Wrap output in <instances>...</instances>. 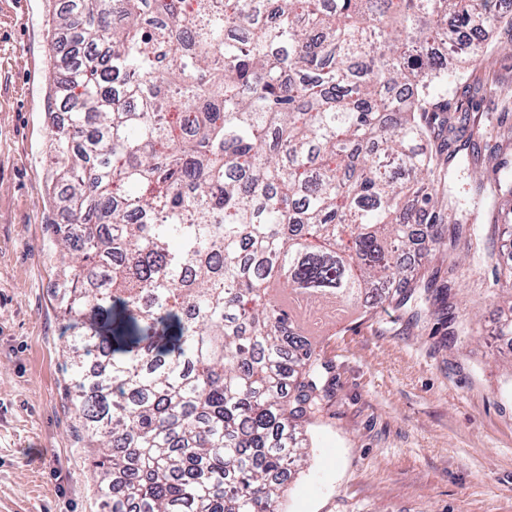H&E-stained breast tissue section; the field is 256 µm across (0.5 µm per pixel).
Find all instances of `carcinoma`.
Here are the masks:
<instances>
[{"instance_id":"carcinoma-1","label":"carcinoma","mask_w":512,"mask_h":512,"mask_svg":"<svg viewBox=\"0 0 512 512\" xmlns=\"http://www.w3.org/2000/svg\"><path fill=\"white\" fill-rule=\"evenodd\" d=\"M506 0H61L59 299L103 512H283L329 364L298 324L406 304L436 223L427 112ZM512 197V182L476 181ZM494 326L512 336V271ZM436 312L450 287L424 283Z\"/></svg>"}]
</instances>
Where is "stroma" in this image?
Returning <instances> with one entry per match:
<instances>
[{
	"label": "stroma",
	"mask_w": 512,
	"mask_h": 512,
	"mask_svg": "<svg viewBox=\"0 0 512 512\" xmlns=\"http://www.w3.org/2000/svg\"><path fill=\"white\" fill-rule=\"evenodd\" d=\"M52 8L0 0V512H102L57 297L67 268L54 227L63 204L49 193ZM487 39L495 69L465 64L449 89L473 98L488 129L463 154L512 161V32ZM475 171L439 155V223L471 208ZM479 222L481 252L512 262L497 229L512 210ZM428 270L451 284L452 323L417 300L385 301L335 315L318 337L334 392L305 423L309 456L287 512H512V347L491 333L499 287L470 263L449 278L438 253Z\"/></svg>",
	"instance_id": "stroma-1"
}]
</instances>
